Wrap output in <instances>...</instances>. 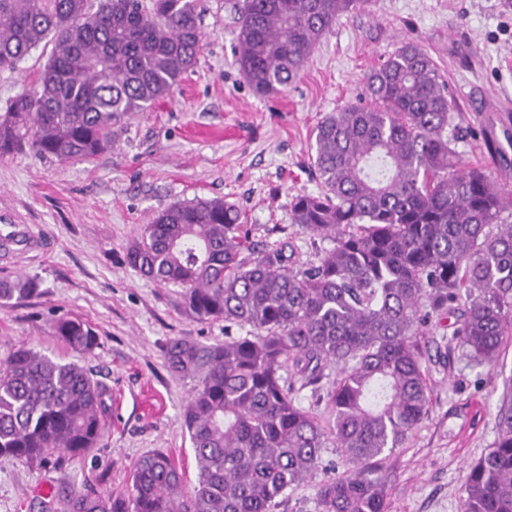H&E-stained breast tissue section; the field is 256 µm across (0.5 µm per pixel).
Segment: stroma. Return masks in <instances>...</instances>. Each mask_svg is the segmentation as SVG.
Wrapping results in <instances>:
<instances>
[{"label": "stroma", "mask_w": 512, "mask_h": 512, "mask_svg": "<svg viewBox=\"0 0 512 512\" xmlns=\"http://www.w3.org/2000/svg\"><path fill=\"white\" fill-rule=\"evenodd\" d=\"M205 45L173 98L116 126L112 146L93 163L61 162L22 150L0 158V225L23 224L46 248L23 254L0 245V280L35 278L37 296L0 307V358L19 345L55 357L68 352L59 318L88 321L100 345L82 362L108 388V432L97 448L60 455L44 468L0 457V512H64L65 500L91 489L125 493L140 457L173 455L184 492L197 483L182 420L192 384L173 375L163 350L170 338H224V324L184 306L181 287L143 277L126 249L149 218L176 201L235 203L258 245L291 242L295 265L316 261L325 241L292 224L289 203L318 193L311 170L313 131L325 113L364 95L365 76L401 43H419L448 84L462 136L461 166L488 168L512 190L490 154L483 106L512 114V0H370L342 16L317 45L295 83L257 95L234 64L231 0H199ZM53 51L32 50L17 70L0 71V110ZM446 323L430 322L420 344L430 384L427 417L377 470L389 512H461L462 484L497 437V400L512 378V338L494 367L477 366L448 347ZM335 448L288 492L277 512H316L319 484L333 476Z\"/></svg>", "instance_id": "stroma-1"}]
</instances>
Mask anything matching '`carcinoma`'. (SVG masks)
<instances>
[{
	"label": "carcinoma",
	"instance_id": "1",
	"mask_svg": "<svg viewBox=\"0 0 512 512\" xmlns=\"http://www.w3.org/2000/svg\"><path fill=\"white\" fill-rule=\"evenodd\" d=\"M369 0H242L235 65L261 96L292 85L323 35ZM55 50L33 89L0 113V157L90 163L113 128L172 96L202 49L198 0H0V70L44 42ZM370 103L328 112L314 129L316 194L289 203L291 223L329 241L318 262L285 264L288 242L252 245L238 207L179 201L127 248L141 275L184 288L186 310L243 336L166 343L169 370L193 382L183 423L198 469L188 499L170 454L137 462L121 497L89 491L67 512H277L333 444L350 467L320 486L318 512H388L376 458L402 447L427 416L430 387L417 337L453 316L450 343L478 365L512 335V195L483 167L456 160L459 125L423 47L402 43L366 76ZM38 294L0 281V305ZM56 336L78 355L99 346L79 317ZM337 370L320 419L299 403ZM106 386L76 361L20 346L0 361V456L48 466L97 447ZM497 437L469 467L462 512H512V383Z\"/></svg>",
	"mask_w": 512,
	"mask_h": 512
}]
</instances>
